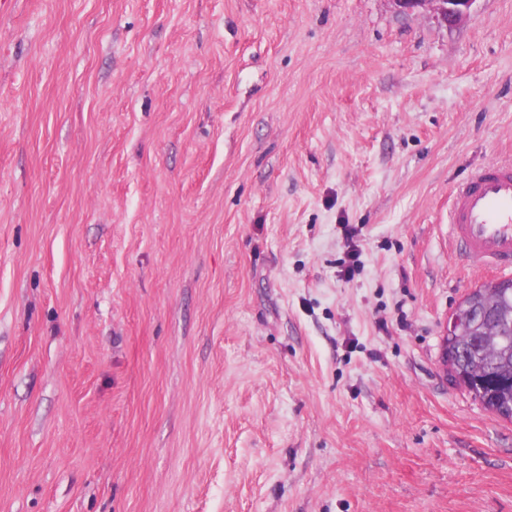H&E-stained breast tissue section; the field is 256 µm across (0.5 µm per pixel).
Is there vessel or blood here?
Here are the masks:
<instances>
[{"label": "vessel or blood", "mask_w": 512, "mask_h": 512, "mask_svg": "<svg viewBox=\"0 0 512 512\" xmlns=\"http://www.w3.org/2000/svg\"><path fill=\"white\" fill-rule=\"evenodd\" d=\"M449 249L483 273L512 272V164H485L453 191Z\"/></svg>", "instance_id": "obj_1"}]
</instances>
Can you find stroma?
<instances>
[{
	"label": "stroma",
	"mask_w": 512,
	"mask_h": 512,
	"mask_svg": "<svg viewBox=\"0 0 512 512\" xmlns=\"http://www.w3.org/2000/svg\"><path fill=\"white\" fill-rule=\"evenodd\" d=\"M492 161L512 0H12L0 512H512L442 362ZM394 2L402 11L408 13L431 7L446 26H454L466 17L474 0H394Z\"/></svg>",
	"instance_id": "1"
}]
</instances>
